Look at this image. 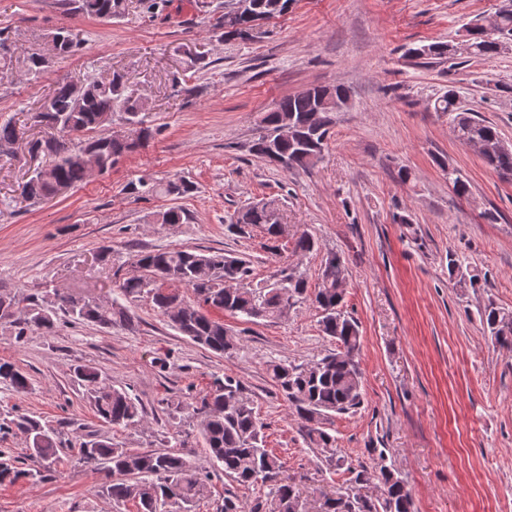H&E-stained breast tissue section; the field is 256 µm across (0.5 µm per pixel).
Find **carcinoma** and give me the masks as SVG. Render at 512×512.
I'll return each mask as SVG.
<instances>
[{
	"label": "carcinoma",
	"mask_w": 512,
	"mask_h": 512,
	"mask_svg": "<svg viewBox=\"0 0 512 512\" xmlns=\"http://www.w3.org/2000/svg\"><path fill=\"white\" fill-rule=\"evenodd\" d=\"M63 4L75 12L101 19H110L124 10L123 0H63ZM291 4L292 0H251V12L254 18L267 21L287 13ZM238 5L239 0H224L214 25L226 42L245 41L240 29L245 20L238 14ZM486 28H495L502 36L512 39V11H496L480 19V24L471 31L470 57L486 60L499 54L497 46L484 38ZM51 41L59 56L71 54L78 46L76 38L66 29L53 33ZM409 54L418 59L450 61L454 56L447 42L421 45L410 49ZM47 64L48 60L38 53L29 55L25 61L27 73L35 78ZM345 95L347 91L340 86L330 90L313 86L281 99L275 110L263 117L262 130L252 140L249 151L287 172L314 167L327 144L336 111L334 101ZM149 110L148 98L131 88L125 74L118 71L106 79L85 75L78 82L56 84L27 113L30 127L52 129L63 136L82 135L102 128L113 114L119 113L128 130L123 134L93 135L70 144L54 136L30 140V156L47 155L51 162L32 171L21 186L22 197L36 203L83 183L95 168L101 172L110 170L123 154L133 151L151 136L152 130L143 126L139 118ZM433 110L448 115L457 139L464 145L501 139L497 128L477 113L460 111L459 92L452 85L434 99ZM284 115L295 117L297 136L288 139L275 135ZM17 140L15 124L10 121L0 124V156L12 154ZM481 158L485 166L502 178H512V149L483 152ZM193 190L194 186L182 178H174L159 187V192L174 198ZM187 220L186 211L179 206L154 215L157 224H184ZM281 225L278 203L270 200L239 207L230 216L227 231L249 239L259 229L265 235L266 248L273 254L288 246L302 256L318 250V240L308 232L295 233L290 237L291 244L284 243ZM138 265L145 275L123 280L119 284L120 293L126 298L150 295L175 329L216 354L238 349L239 342L229 334L223 320L205 314L204 308L227 311L248 321H274L282 318L285 307L311 301L321 313L322 332L336 342V350L307 364L270 361L266 372L295 409L306 443L319 449L329 465L338 468L345 465V457L338 453L336 439L325 424L337 414L360 409L363 392L358 360L359 325L344 310L348 269L339 253L322 260L320 283L312 293L301 272L285 267L280 271V278L254 286L248 261L199 248L148 251L139 255ZM159 281L192 289L197 304L191 305L179 293L161 288L157 285ZM58 299V309L76 321L103 328L118 325L134 329L127 309L115 299L107 306H100L81 294L60 295ZM16 305L15 297L0 293V323L14 328L16 336L21 338L31 331L49 332L54 328L55 310L35 299L20 311ZM480 314L496 343L512 351V315L491 303ZM74 373L88 387L93 411L101 421L111 426H129L141 421L140 405L127 390L105 384L97 368L79 365ZM0 383L17 392L29 387L25 373L8 361L0 362ZM190 417L197 419V430L208 450L209 461L221 465L225 477L244 486L259 481L269 484L277 512H308L301 489L282 475L283 463L264 448V425L238 382L214 379L200 404L191 407ZM13 426L28 436L29 456L38 460L43 471H51L59 448V432L28 416L0 420V430ZM80 461L105 471V482L101 485L104 495L117 503L133 500L137 502L138 512H168L166 505L172 502L190 508L206 492L207 476L202 469L183 456L165 450L119 448L110 438L100 437L81 445ZM29 475L28 470L0 462V484H12ZM368 480L367 473L359 471L348 492L338 496L320 493L316 512H412L410 492L396 472H380L381 493L374 499L359 492Z\"/></svg>",
	"instance_id": "cac0c4a2"
}]
</instances>
